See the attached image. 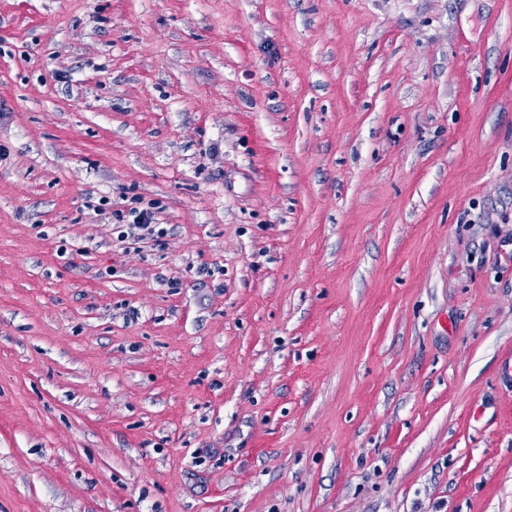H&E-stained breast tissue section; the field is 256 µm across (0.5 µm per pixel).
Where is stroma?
<instances>
[{
  "label": "stroma",
  "mask_w": 512,
  "mask_h": 512,
  "mask_svg": "<svg viewBox=\"0 0 512 512\" xmlns=\"http://www.w3.org/2000/svg\"><path fill=\"white\" fill-rule=\"evenodd\" d=\"M0 512H512V0H0ZM127 216L132 217V221L126 224L128 231L126 235L125 232H122L119 236L121 239L120 241L124 242L125 238H128L129 236L135 238L137 235V239H152L155 242V245H160L158 239L161 237L162 232L161 230L156 232L154 227L156 226V217L153 212L145 209L139 210L137 208H131L128 210Z\"/></svg>",
  "instance_id": "stroma-1"
}]
</instances>
